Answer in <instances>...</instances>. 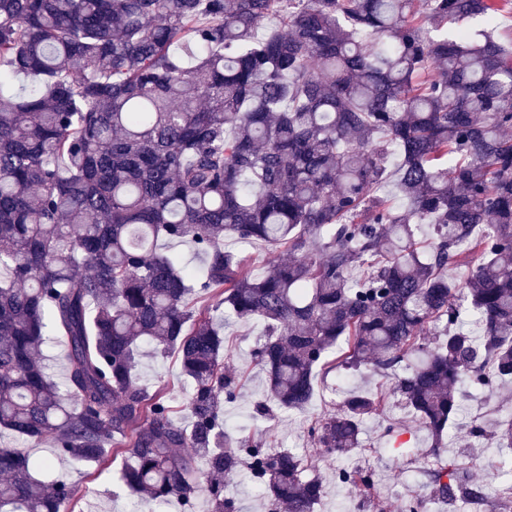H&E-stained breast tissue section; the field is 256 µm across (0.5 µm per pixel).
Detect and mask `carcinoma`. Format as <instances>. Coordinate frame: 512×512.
<instances>
[{"instance_id": "obj_1", "label": "carcinoma", "mask_w": 512, "mask_h": 512, "mask_svg": "<svg viewBox=\"0 0 512 512\" xmlns=\"http://www.w3.org/2000/svg\"><path fill=\"white\" fill-rule=\"evenodd\" d=\"M425 2L0 0V435L54 447L0 448V512H76L54 460L119 456V484L158 506L238 512L224 482L245 471L268 512H314L300 455L226 427L230 319L266 325L267 420L269 401L307 408L319 369L392 375L311 422L331 458L393 400L440 436L463 390L512 382V48L494 33L512 0ZM229 239L289 257L251 271ZM182 242L201 268L166 249ZM144 342L177 355L188 424L141 383ZM492 439L512 448V416ZM335 480L364 505L379 483ZM425 487L405 512H487L453 460ZM54 338L55 336L50 335L43 346L44 362L56 377L62 378L68 367L65 342L61 337L57 340Z\"/></svg>"}]
</instances>
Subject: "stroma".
<instances>
[{"label":"stroma","mask_w":512,"mask_h":512,"mask_svg":"<svg viewBox=\"0 0 512 512\" xmlns=\"http://www.w3.org/2000/svg\"><path fill=\"white\" fill-rule=\"evenodd\" d=\"M230 338L229 351L224 357L227 371L242 378V394L233 405L226 407L224 417L230 430L238 436L261 437L267 447L290 448L302 456L309 465L310 475L321 478L326 494L317 512H401L405 500L424 493V477L419 469L423 464L440 465L448 460L466 464L474 479L487 484L489 496H496L499 486L494 472L500 462L512 458V450L486 443L477 458H470L466 448L460 447L466 427L454 425L449 430L440 454H432L433 439L420 422L405 410L390 407L386 412L368 421L362 434L359 460L374 467L380 475L378 500L375 505L360 508L359 501L333 479L340 462L323 456L307 437V425L316 417L335 411L344 396L346 387L375 388L385 383V376L368 370H343L330 372L315 383L311 406L302 413L276 415L277 429L269 431L268 423L252 417V404L265 392V374L254 364L251 349L264 333V324L258 320L232 322L226 328ZM139 376L149 389L161 386L170 388L175 401L183 399V382L180 363L176 355L159 357L145 353L139 366ZM469 417L478 418L486 428H493L503 416L512 414V384L499 392L479 394L467 391L462 398ZM396 421L404 442L402 449H394L390 437L383 429L388 421ZM55 474L71 484L84 512H182L178 502H170L164 509L120 488L111 475L90 476L88 469L78 463L60 460Z\"/></svg>","instance_id":"stroma-1"}]
</instances>
